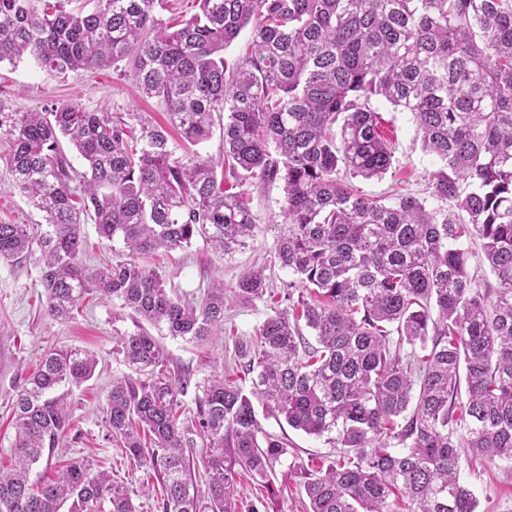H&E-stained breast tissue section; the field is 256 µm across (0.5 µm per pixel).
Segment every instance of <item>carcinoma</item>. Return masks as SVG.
<instances>
[{"label":"carcinoma","mask_w":512,"mask_h":512,"mask_svg":"<svg viewBox=\"0 0 512 512\" xmlns=\"http://www.w3.org/2000/svg\"><path fill=\"white\" fill-rule=\"evenodd\" d=\"M73 2L0 0V63L28 54L65 74L122 62L167 122L81 103L23 112L0 99L9 186L42 214L0 224V261L40 251L55 321L90 295L133 320L119 345L136 375L112 380L105 422L162 484V512H238L241 475L273 495L285 464L302 478L304 512H393L403 499L407 512H477L462 462L512 461V0H197L173 26L156 16L166 0ZM248 26V52L224 59ZM377 97L413 114L438 162L432 196L467 222L451 211L439 220L413 195L360 196L339 177L381 179L391 167ZM221 112L222 159L177 156L170 130L203 144ZM244 173L283 185L272 228L274 258L294 276L288 307L236 346L251 388L212 374L184 421L178 396L191 376L164 371L148 328L215 339L227 299L264 298V269L196 301L140 258L197 236L226 256L248 246L258 224L235 191ZM89 223L123 244L103 268L82 260ZM465 237L482 242L496 285L470 271ZM95 368L86 350L54 349L17 390L0 512H137L132 490L84 457L29 483L30 466L68 437L70 389ZM258 404L340 446L339 458L316 471L288 460V440L263 432Z\"/></svg>","instance_id":"carcinoma-1"}]
</instances>
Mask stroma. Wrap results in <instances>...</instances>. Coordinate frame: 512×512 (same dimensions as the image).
<instances>
[{
	"label": "stroma",
	"instance_id": "1",
	"mask_svg": "<svg viewBox=\"0 0 512 512\" xmlns=\"http://www.w3.org/2000/svg\"><path fill=\"white\" fill-rule=\"evenodd\" d=\"M4 96L32 111L79 102L93 109L118 106L150 113L159 122L164 119L153 100L141 97L131 82L110 69L57 75L30 58L14 66L5 62L0 64V97ZM372 107L384 119L381 130L393 150L392 166L380 179L354 178V189L367 197L410 194L424 199L428 210L447 214L448 205L431 196V175L437 163L433 156L423 152L412 114L395 109L382 98L373 99ZM240 189L260 227L248 247L226 256L198 238L187 249L143 260L144 265L164 275L168 287L194 298L200 297L214 281H223L230 288L245 271L254 267L265 270L270 285L266 301L228 307L224 313L223 340L198 343L180 337H160L169 372L190 371L195 384L224 370L229 379L249 386V379L232 370L235 346L253 335L269 314L271 301L280 299L292 280L287 269L273 261L272 227L281 223L285 203L282 184H265L249 178ZM40 266L34 256L18 265L0 261V466L6 468L13 463L12 405L17 388L35 371L45 351L77 347L96 357L95 373L89 381L72 389L68 398L71 431L66 446L54 449L51 458L33 465L31 479L41 484L48 482L54 479L62 461L89 457L134 490L133 501L139 512H157L155 503L162 494L159 481L151 470L128 463L109 437L103 414L113 378L129 371L118 352L119 338L134 331L135 326L130 317H115L111 301L97 298L87 299L72 321L52 320L45 313ZM195 384L179 397L181 412L188 418L195 411ZM261 426L267 433L287 438L289 447L296 449L299 461L305 464L319 466L339 456L338 449L325 439L294 430L275 418H263ZM463 478L479 501V512H512L511 461L466 464ZM276 487V494L271 495L260 481L243 478L238 487L239 503L246 506L271 499L277 512H303L296 479L277 478Z\"/></svg>",
	"mask_w": 512,
	"mask_h": 512
}]
</instances>
